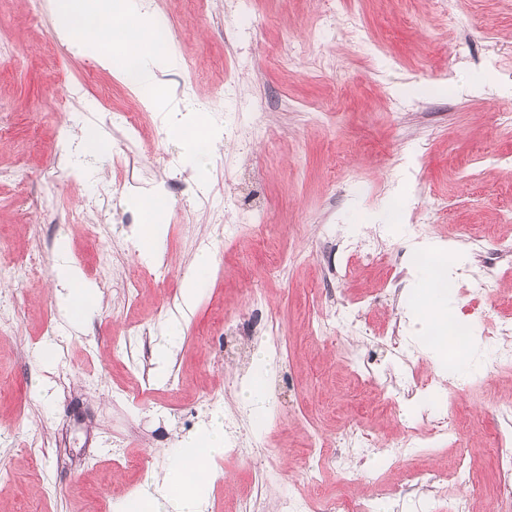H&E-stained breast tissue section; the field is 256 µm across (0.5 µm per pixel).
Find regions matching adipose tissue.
I'll use <instances>...</instances> for the list:
<instances>
[{"instance_id":"1","label":"adipose tissue","mask_w":512,"mask_h":512,"mask_svg":"<svg viewBox=\"0 0 512 512\" xmlns=\"http://www.w3.org/2000/svg\"><path fill=\"white\" fill-rule=\"evenodd\" d=\"M143 222L136 229L141 243V255L152 260L157 256L156 246L165 233L163 219L169 205L158 196L136 199ZM54 281L60 288V298L70 321H84L95 303L97 290L84 283L80 272L66 253H59L54 267ZM448 254L437 251L426 271V278L416 299V319L434 333L439 353L448 354L457 343L454 325L448 319ZM225 446L224 421L216 417L191 441L187 442L174 465L175 476L161 486L164 496L171 501L176 512H199V490L207 483L211 460L223 453Z\"/></svg>"}]
</instances>
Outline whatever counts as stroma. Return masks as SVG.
I'll use <instances>...</instances> for the list:
<instances>
[{"instance_id":"35a3bbf8","label":"stroma","mask_w":512,"mask_h":512,"mask_svg":"<svg viewBox=\"0 0 512 512\" xmlns=\"http://www.w3.org/2000/svg\"><path fill=\"white\" fill-rule=\"evenodd\" d=\"M169 27L181 59L169 87L174 105L224 127L199 193L180 163L163 114L130 87L76 54L53 33L48 7L0 0V168H20L25 188L0 183V267L39 265L38 278L0 281V512H123L131 496L171 471L182 441L223 416L228 441H252L259 464L215 458L203 498L216 512L258 501L277 512L281 495L311 494L301 469L310 430L372 435L375 451L358 481L342 487L334 467L322 483L356 497L407 427L441 413L436 392L404 395L409 369L465 390L451 409L475 429L471 467L483 488L474 512H494L501 490L490 451L496 400L512 388V366L488 363L476 332L453 360H434L414 318L423 254L448 245V318L472 324L512 320V275L490 303L462 293L459 273L487 272L488 252L512 244V0H148ZM135 112L136 128L118 115ZM263 119L269 136L252 128ZM112 142L85 158L86 128ZM156 174L154 193L170 209L158 245L164 277L143 279L137 300L125 286L143 261L133 235L130 159ZM95 169L90 183L80 169ZM263 211L270 227L250 226ZM426 227L416 237L411 227ZM377 235L368 261L348 245ZM214 265L192 312L180 289L196 254ZM99 291L82 325L60 309L52 283L59 250ZM267 296L224 330L225 308ZM363 301L365 332L321 341L319 318ZM399 322L416 347L404 363L381 327ZM173 339L172 357L155 350ZM53 358H42L45 345ZM273 358L269 403L255 420L240 398L261 355ZM391 381L385 406L379 385ZM456 453L412 452L392 464L393 491L375 512H445L432 489L410 494L413 466L441 468Z\"/></svg>"}]
</instances>
